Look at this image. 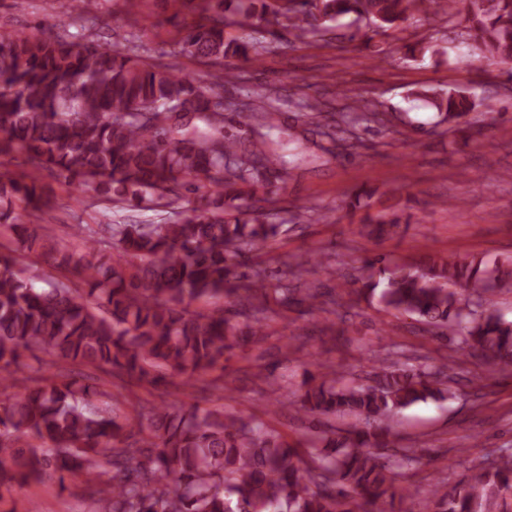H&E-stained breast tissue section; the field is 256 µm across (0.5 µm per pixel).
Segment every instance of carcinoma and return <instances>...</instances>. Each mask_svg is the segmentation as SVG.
I'll return each mask as SVG.
<instances>
[{"instance_id": "carcinoma-1", "label": "carcinoma", "mask_w": 512, "mask_h": 512, "mask_svg": "<svg viewBox=\"0 0 512 512\" xmlns=\"http://www.w3.org/2000/svg\"><path fill=\"white\" fill-rule=\"evenodd\" d=\"M192 16L172 53L208 68L229 57L253 62V45L230 37L239 14L249 24L288 19L294 38H322L338 22L364 17L391 35L427 0H174ZM460 37L471 58L512 80V0H465ZM206 83L148 61L138 22L121 43H99L86 27L75 33L29 35L0 27V157L22 169L0 174V225L10 232L0 251V488L23 487L52 470L60 488L84 475L94 490L90 512H394L402 469L412 448L390 456L384 421L418 401L452 396L443 371L383 364L368 384L335 370L312 376L294 405L311 418L310 447L290 444L260 417L249 422L222 408L170 404L118 418L95 397L105 383H84L76 367L126 374L158 388L178 377L224 368V356L266 335L269 315L327 304L325 293L302 295L267 283L250 267L272 247L282 225L254 207L258 193L284 188L288 163L273 148L278 100L260 98L238 112L245 136L224 132V77ZM437 123L478 106L461 89L419 88ZM342 122L382 127L385 114L363 99ZM49 171L102 195L100 224H78L83 248L67 249L45 232L40 213L50 198L40 182ZM142 204L162 215L151 224L112 223V205ZM409 223L376 221L379 237ZM118 250L112 262L104 248ZM61 279L37 288L43 268ZM357 294L429 331L457 338L458 348L497 369L512 368V320L492 305V278L512 282V268L491 276L476 258L425 255L413 264L383 256L363 261ZM79 276L81 287L63 282ZM478 293L476 301L464 293ZM239 306L189 310L202 297ZM49 360L34 368L26 354ZM349 417L336 431L325 419ZM431 512H512V453L471 469L447 487L430 486Z\"/></svg>"}]
</instances>
